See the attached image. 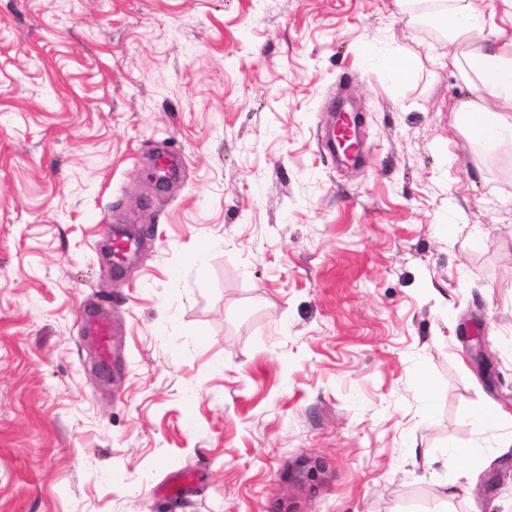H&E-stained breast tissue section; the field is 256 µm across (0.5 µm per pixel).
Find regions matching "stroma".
<instances>
[{"instance_id": "stroma-1", "label": "stroma", "mask_w": 512, "mask_h": 512, "mask_svg": "<svg viewBox=\"0 0 512 512\" xmlns=\"http://www.w3.org/2000/svg\"><path fill=\"white\" fill-rule=\"evenodd\" d=\"M447 59L393 0H0V512H512V147ZM380 67L390 81L404 84L417 76L421 69V61L415 55L396 54L384 58ZM85 331L95 337L99 354L105 361L112 343L110 325L100 318H88L85 320Z\"/></svg>"}]
</instances>
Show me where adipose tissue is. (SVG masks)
Masks as SVG:
<instances>
[{
  "label": "adipose tissue",
  "mask_w": 512,
  "mask_h": 512,
  "mask_svg": "<svg viewBox=\"0 0 512 512\" xmlns=\"http://www.w3.org/2000/svg\"><path fill=\"white\" fill-rule=\"evenodd\" d=\"M434 13L448 36V63L468 96L453 107L455 125L473 153L512 145V31L477 0H436Z\"/></svg>",
  "instance_id": "adipose-tissue-1"
}]
</instances>
